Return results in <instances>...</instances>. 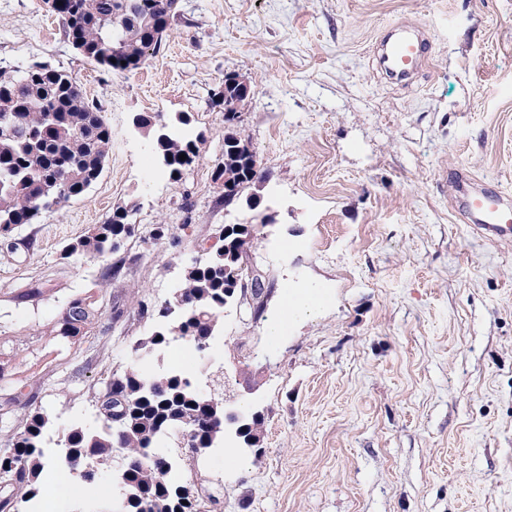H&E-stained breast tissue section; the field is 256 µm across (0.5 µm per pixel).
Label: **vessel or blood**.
<instances>
[{"label":"vessel or blood","mask_w":512,"mask_h":512,"mask_svg":"<svg viewBox=\"0 0 512 512\" xmlns=\"http://www.w3.org/2000/svg\"><path fill=\"white\" fill-rule=\"evenodd\" d=\"M430 40L424 29L411 23L396 22L380 32L373 45L377 68L392 83L406 86L427 66ZM457 214L470 232L494 245H512V197L484 186L466 169L452 174Z\"/></svg>","instance_id":"1"}]
</instances>
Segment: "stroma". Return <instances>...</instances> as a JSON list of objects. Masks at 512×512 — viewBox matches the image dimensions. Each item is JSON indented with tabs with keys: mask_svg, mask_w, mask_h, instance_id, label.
I'll return each instance as SVG.
<instances>
[{
	"mask_svg": "<svg viewBox=\"0 0 512 512\" xmlns=\"http://www.w3.org/2000/svg\"><path fill=\"white\" fill-rule=\"evenodd\" d=\"M423 27L429 65L406 88L370 48L389 23ZM66 70L112 131L104 170L78 198L22 226L32 255L0 256V371L44 378L39 403L62 423L91 420L104 370L139 358L161 301L226 224H263L248 257L270 287L262 312L225 317L202 356L234 404L264 415L259 456L183 458L184 479L215 512H512V249L468 232L441 186L463 167L512 193V0H180L161 51L115 75L65 44L45 0H0V66ZM237 73L252 86L240 129L267 175L254 210L224 205L213 171L224 114L211 97ZM186 115L198 156L180 180L161 166L139 115ZM133 209L125 285L103 258L63 260V245ZM164 222L194 225L178 246L148 242ZM45 281L26 307L13 288ZM317 298L276 346L267 326L284 289ZM93 300L96 352L51 334L65 304ZM117 468L61 512H118Z\"/></svg>",
	"mask_w": 512,
	"mask_h": 512,
	"instance_id": "35a3bbf8",
	"label": "stroma"
}]
</instances>
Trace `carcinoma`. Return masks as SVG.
Listing matches in <instances>:
<instances>
[{
  "instance_id": "carcinoma-1",
  "label": "carcinoma",
  "mask_w": 512,
  "mask_h": 512,
  "mask_svg": "<svg viewBox=\"0 0 512 512\" xmlns=\"http://www.w3.org/2000/svg\"><path fill=\"white\" fill-rule=\"evenodd\" d=\"M53 13L72 48L93 64L115 74L140 68L159 52L178 0H61ZM239 98L237 85L224 80V94L216 105L224 112ZM148 128L156 152L178 180L197 158L194 140L183 137L163 121L153 126L145 117L136 119ZM111 131L101 109L90 103L81 85L66 71L34 70L32 66L0 68V248L14 255L11 245L16 227L34 224L45 213L80 196L103 171ZM245 137L235 125L224 134V157L215 168L214 180H230L235 198L266 180L245 154ZM186 159H179V155ZM127 209L118 207L103 223L63 246L60 258H96L120 253L134 235ZM242 223L226 224L217 241L186 267L182 285L158 305L144 299L137 311H151L159 326L135 351L162 352L184 341L195 350L209 346L224 309L236 298L264 294L262 276L244 264L239 239ZM42 294L39 283L20 288L14 301L28 304ZM94 304L73 299L55 321L52 333L69 345L87 336L85 326L94 316ZM29 382L6 385L0 392V426L16 432L0 448V512H36L45 494L43 474L48 457L46 440L53 415L32 405L24 392ZM97 424L73 422L58 446L72 468L89 462L99 470L111 467L120 457L122 484L120 512H206L203 495L187 491L171 461L159 451L166 441L180 435L197 451L224 442V393L221 379L214 380L208 395L181 369L147 377L133 366L100 379L95 400ZM263 417L240 413L233 425L242 446L259 447Z\"/></svg>"
}]
</instances>
